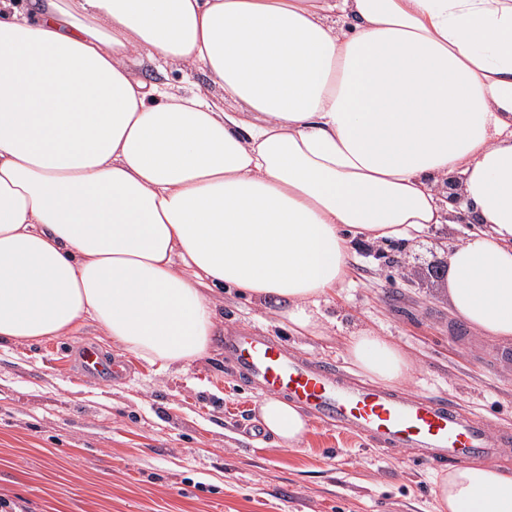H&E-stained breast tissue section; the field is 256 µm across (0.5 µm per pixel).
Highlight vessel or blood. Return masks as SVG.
<instances>
[{
  "mask_svg": "<svg viewBox=\"0 0 512 512\" xmlns=\"http://www.w3.org/2000/svg\"><path fill=\"white\" fill-rule=\"evenodd\" d=\"M224 360L257 394H277L311 416L354 431L388 450L417 451L420 464H500L512 447V429L492 430L486 420L433 397H407L371 383H349L333 364L306 360L258 330L218 337ZM81 373L124 378L123 364L104 359L95 346L78 354Z\"/></svg>",
  "mask_w": 512,
  "mask_h": 512,
  "instance_id": "b4317fda",
  "label": "vessel or blood"
}]
</instances>
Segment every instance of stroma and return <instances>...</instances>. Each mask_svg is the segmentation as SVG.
<instances>
[{
	"label": "stroma",
	"instance_id": "1",
	"mask_svg": "<svg viewBox=\"0 0 512 512\" xmlns=\"http://www.w3.org/2000/svg\"><path fill=\"white\" fill-rule=\"evenodd\" d=\"M471 219L389 243L354 239L348 276L320 335L289 331L271 300L225 293L219 327L260 329L295 355L330 360L350 376L346 339L372 330L416 369L403 392L438 396L512 427V363L496 340L451 315L448 282L431 264L466 237ZM92 344L133 369L127 381L82 376ZM260 400L220 347L185 368L158 370L111 345L94 327L77 336L0 346V496L31 512H436V470L411 453L310 421L300 445L248 444L242 419Z\"/></svg>",
	"mask_w": 512,
	"mask_h": 512
}]
</instances>
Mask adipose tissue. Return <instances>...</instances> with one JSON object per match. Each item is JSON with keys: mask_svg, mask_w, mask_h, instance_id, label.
I'll return each mask as SVG.
<instances>
[{"mask_svg": "<svg viewBox=\"0 0 512 512\" xmlns=\"http://www.w3.org/2000/svg\"><path fill=\"white\" fill-rule=\"evenodd\" d=\"M144 56L221 92L146 82ZM457 208L476 228L448 251L450 311L510 341L512 0H0V341L92 324L184 367L209 354L227 289L314 335L353 238ZM346 352L389 386L414 372L368 330ZM259 417L290 447L308 431L278 396ZM435 496L512 512V475L453 467Z\"/></svg>", "mask_w": 512, "mask_h": 512, "instance_id": "1", "label": "adipose tissue"}]
</instances>
